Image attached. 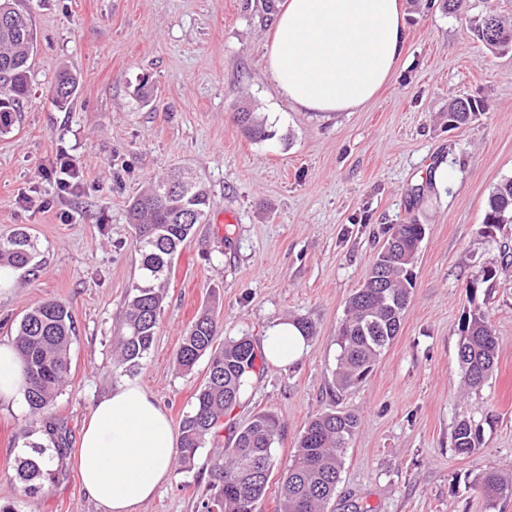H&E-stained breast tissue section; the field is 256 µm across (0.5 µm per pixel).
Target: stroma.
<instances>
[{
  "label": "stroma",
  "mask_w": 512,
  "mask_h": 512,
  "mask_svg": "<svg viewBox=\"0 0 512 512\" xmlns=\"http://www.w3.org/2000/svg\"><path fill=\"white\" fill-rule=\"evenodd\" d=\"M407 38L387 87L354 112H303L282 99L264 68L274 14L265 0H19L36 30L30 92L0 133V237L35 236L37 272H17L0 292V341L39 301L64 302L75 334L70 369L51 415L78 448L94 403L131 380L172 422L191 411L206 361L188 373L176 351L189 322L212 309L223 336L262 347L280 320L316 326L303 356L267 364L231 415L246 425L273 413L282 431L269 490L256 512H277L278 487L298 438L316 415L345 410L361 425L346 451L327 512H512V496L488 504L474 475L512 476V224L481 233L487 198L512 177V51L491 53L472 32L493 12L512 21V0H399ZM77 74L69 107L53 84ZM148 86V97L138 90ZM454 97L478 101L468 124L448 125ZM262 112L269 138H248L235 115ZM67 157L79 174L59 193ZM189 167L211 206L166 277L161 324L144 368L115 369L117 336L140 256L127 206L151 179ZM426 228L415 288L401 328L367 380L336 389V334L349 295L396 224ZM496 270L481 282L483 268ZM483 307L499 357L478 392L465 393L459 323ZM487 416L472 456L455 453L465 415ZM25 401L0 406V503L18 512H102L84 491L73 456L54 482L27 495L15 476L19 451L42 441ZM213 441L195 467L137 512H203Z\"/></svg>",
  "instance_id": "35a3bbf8"
}]
</instances>
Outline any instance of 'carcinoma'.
I'll return each instance as SVG.
<instances>
[{
  "mask_svg": "<svg viewBox=\"0 0 512 512\" xmlns=\"http://www.w3.org/2000/svg\"><path fill=\"white\" fill-rule=\"evenodd\" d=\"M476 38L493 53L512 48V27L488 15L474 28ZM36 34L29 17L15 0H0V133L12 126L16 112L28 98L30 59ZM78 78L59 74L54 85L56 101L71 102ZM473 114L469 100L448 103V121L460 126ZM237 121L251 138L265 136V118L252 106L238 113ZM210 197L198 178L174 170L156 179L129 204L128 219L135 229V248L141 259L139 276L126 296L119 336L116 367L134 374L144 366L160 327L165 299V276L194 226L203 223ZM512 219V178L498 183L488 196L483 224L498 217ZM426 228L422 224H396L377 254L364 284L347 299L336 345V389L344 392L360 386L375 362L397 336L410 302L414 267ZM37 243L24 230L0 239V269L32 271L38 265ZM69 310L61 301L44 300L19 322L16 346L28 384L24 393L30 415L42 423V434L57 457L67 454L66 433L53 421L50 409L68 373L73 335ZM220 330L218 320L205 310L195 317L176 352L183 372L207 358V378L193 396V409L180 423L178 461L185 470L195 466L200 448L209 439L219 440L224 419L238 405L242 388L267 359L246 336L224 339L214 347ZM498 356V342L487 314L475 308L463 315L457 359L466 388L477 391L491 377ZM360 426L357 415L325 412L312 418L299 437L294 455L285 466L279 490V512H325L333 499L343 468V455ZM482 423L462 417L454 430V449L471 456L480 449ZM280 433L279 421L259 413L243 428L231 433V447L211 468L216 493L203 504L205 512H255L266 494L273 469V445ZM45 445L32 444L34 454L18 459L16 477L23 491L34 494L55 479ZM475 485L489 503L512 494V480L483 470Z\"/></svg>",
  "mask_w": 512,
  "mask_h": 512,
  "instance_id": "carcinoma-1",
  "label": "carcinoma"
}]
</instances>
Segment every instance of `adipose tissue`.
<instances>
[{"instance_id": "adipose-tissue-1", "label": "adipose tissue", "mask_w": 512, "mask_h": 512, "mask_svg": "<svg viewBox=\"0 0 512 512\" xmlns=\"http://www.w3.org/2000/svg\"><path fill=\"white\" fill-rule=\"evenodd\" d=\"M406 39L398 0H283L264 55L279 94L306 112H352L391 76ZM306 341L291 323L273 325L266 357L281 367L301 358ZM25 375L14 345L0 343V405L14 402ZM77 465L104 512H136L176 467L166 410L142 386L117 385L84 423Z\"/></svg>"}]
</instances>
